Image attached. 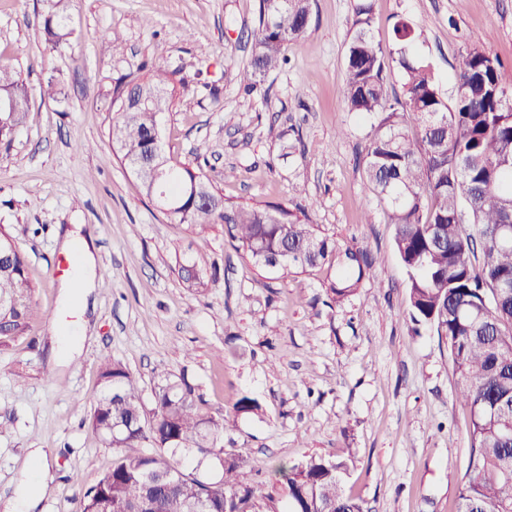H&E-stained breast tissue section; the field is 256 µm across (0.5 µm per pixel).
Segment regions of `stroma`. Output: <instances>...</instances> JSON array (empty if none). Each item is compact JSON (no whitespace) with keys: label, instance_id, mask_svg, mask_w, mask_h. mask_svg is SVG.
<instances>
[{"label":"stroma","instance_id":"1","mask_svg":"<svg viewBox=\"0 0 512 512\" xmlns=\"http://www.w3.org/2000/svg\"><path fill=\"white\" fill-rule=\"evenodd\" d=\"M56 2L0 0V64L34 94L0 150V230L27 255L38 308L23 334L0 336V500L31 469L29 449L41 448L54 480L37 512H78L116 455L89 422L109 358L148 407L161 376L187 378L204 411L229 418L224 449L249 459L242 482L273 495L278 512L289 504L272 464L313 457L347 461L343 488L367 512H456L469 410L446 338L407 316L393 227L364 178L379 118L348 112L341 93L353 0H315L287 66L254 85L245 69L259 0H66L72 33L58 47L44 31ZM402 18L443 100L458 54L475 43L499 57L512 86V0H373L372 31L388 52ZM158 66L176 74L159 124L171 163L200 169L234 202L283 204L339 245L367 250L373 274L354 295L333 301L324 266H256L224 225L171 223L139 193L112 152V91ZM51 76L65 105L37 95ZM75 224L97 260L87 314L60 293L74 256L58 238ZM190 256L208 262L206 290L177 275ZM79 323L80 355L53 364L52 337ZM245 396L258 411L235 413Z\"/></svg>","mask_w":512,"mask_h":512}]
</instances>
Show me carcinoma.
I'll list each match as a JSON object with an SVG mask.
<instances>
[{
  "instance_id": "obj_1",
  "label": "carcinoma",
  "mask_w": 512,
  "mask_h": 512,
  "mask_svg": "<svg viewBox=\"0 0 512 512\" xmlns=\"http://www.w3.org/2000/svg\"><path fill=\"white\" fill-rule=\"evenodd\" d=\"M313 0H260L256 50L247 66L253 80L288 61V47L310 25ZM372 0H354L346 54L343 97L348 111L381 116L364 159L366 181L394 226V246L408 275V315L416 325L431 324L448 339L458 375V397L470 412V455L459 487L457 512H512V243L501 229L512 225V86L503 84L501 62L480 47L459 54L456 89L442 101L433 73L413 53L415 29L404 20L394 25L403 46L397 64L403 97L392 93L386 52L372 34ZM45 32L58 47L70 35L68 16L57 11ZM170 74H151L119 83L114 102L134 85L145 98L158 97L121 113L109 130L117 154L127 164L157 153L167 174L154 189L137 181L140 193L162 204L177 202L164 215L174 224L205 230L225 225L256 265L270 270L336 266L343 275L327 292L339 302L356 291L372 267L369 254L341 248L312 224L282 205H241L205 183L209 198L186 195L187 184L203 175L170 164L151 133L159 116L172 111ZM17 108L0 114V147L8 148L28 112L29 92L21 75L0 65V94ZM0 336H16L35 315L33 285L24 252L0 232ZM178 275L189 288L206 289L199 264L188 261ZM511 287H503L504 283ZM103 390L91 414L92 427L112 448L121 449L112 469L84 495L80 512H188L192 497L204 499L209 512H275L272 497L257 498L239 481L247 460L224 451V418L204 413L185 381L165 378L146 411L136 380L119 363L101 364ZM148 440L154 454L139 451ZM223 457V476L201 484L187 478L177 449ZM164 468L171 483L152 487L149 472ZM344 461L312 457L302 465L274 467L288 490L294 512H365L362 502L342 489Z\"/></svg>"
}]
</instances>
